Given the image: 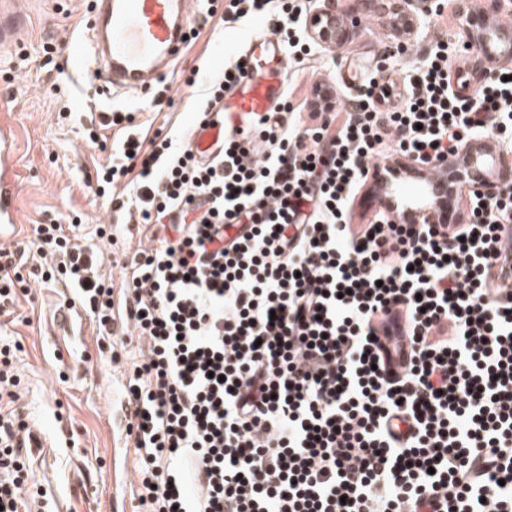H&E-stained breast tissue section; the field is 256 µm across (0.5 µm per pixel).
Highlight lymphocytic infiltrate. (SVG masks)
<instances>
[{"label":"lymphocytic infiltrate","mask_w":512,"mask_h":512,"mask_svg":"<svg viewBox=\"0 0 512 512\" xmlns=\"http://www.w3.org/2000/svg\"><path fill=\"white\" fill-rule=\"evenodd\" d=\"M305 0H228L204 20H267L296 69L313 51ZM433 47L401 82L373 72L350 105L300 106L224 133L208 160L188 132L130 133L96 169V193L142 238L120 280L73 225L38 224L21 274L0 244V314L23 280L68 288L100 345L137 338L126 435L149 512H512V283L494 271L512 187L471 189L462 224L350 212L373 162L429 165L487 131L512 143V69L471 94ZM225 63L198 100L207 122L245 77ZM400 324L402 371L381 331ZM28 423L0 411V512H41Z\"/></svg>","instance_id":"obj_1"}]
</instances>
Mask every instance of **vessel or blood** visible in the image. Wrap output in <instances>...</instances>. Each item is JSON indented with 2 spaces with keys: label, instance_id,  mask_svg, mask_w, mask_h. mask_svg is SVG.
Listing matches in <instances>:
<instances>
[{
  "label": "vessel or blood",
  "instance_id": "vessel-or-blood-1",
  "mask_svg": "<svg viewBox=\"0 0 512 512\" xmlns=\"http://www.w3.org/2000/svg\"><path fill=\"white\" fill-rule=\"evenodd\" d=\"M94 18L80 50L97 79L112 90L146 93L172 71L188 44L194 23V0H94ZM19 24L12 0H0V46L13 43ZM248 56L259 66L249 69L246 77L224 94L221 112L204 126L193 128L192 150L209 155L224 135L225 126H243L246 118L276 111L286 93L288 60L277 37L253 34L247 37ZM13 146L9 126L0 125V231L15 224L13 199L17 184L13 172ZM397 159L381 158L367 181L366 193L379 209H386L389 199L408 202L416 196L435 203L434 190L456 182L458 190L468 188V181H455L456 167L443 165L419 169L411 178L398 179ZM498 265L512 276V225H504L499 238Z\"/></svg>",
  "mask_w": 512,
  "mask_h": 512
}]
</instances>
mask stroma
<instances>
[{"mask_svg": "<svg viewBox=\"0 0 512 512\" xmlns=\"http://www.w3.org/2000/svg\"><path fill=\"white\" fill-rule=\"evenodd\" d=\"M24 25L0 58L37 54L54 38L53 70L30 63L16 73L0 65V123L13 130L15 201L18 222L5 243L30 233L32 224L80 215L79 236L111 219L95 195L94 164L98 147L81 136L98 122L102 103L138 108L143 132L170 125L191 127L195 99L186 85L199 66L222 70L243 49L247 34L263 24L234 25L224 32L204 26L176 63L165 84L171 105L155 112L142 108L139 95L96 93V77L79 65L74 48L87 35L88 0H23ZM395 57L397 68L408 64L394 55L382 23L360 20L351 41L338 55L318 50L306 62L336 88L339 102L357 94L377 61ZM61 288L33 287L19 295V323L0 315V339L19 338L13 363L21 376V415L34 421L42 445L30 457L31 476L46 493L49 512H147L137 499V460L127 446L121 406L125 403V366L138 351L134 343L99 347L97 330L81 307H68Z\"/></svg>", "mask_w": 512, "mask_h": 512, "instance_id": "35a3bbf8", "label": "stroma"}]
</instances>
